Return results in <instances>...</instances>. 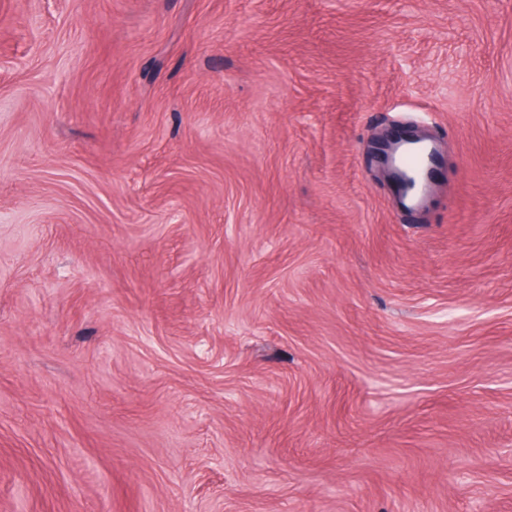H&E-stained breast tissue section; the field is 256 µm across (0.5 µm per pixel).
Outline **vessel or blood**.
Returning <instances> with one entry per match:
<instances>
[{"label":"vessel or blood","instance_id":"b4317fda","mask_svg":"<svg viewBox=\"0 0 512 512\" xmlns=\"http://www.w3.org/2000/svg\"><path fill=\"white\" fill-rule=\"evenodd\" d=\"M373 155L393 176L402 208L411 212L425 207L443 166L434 141L403 129L393 138L376 143Z\"/></svg>","mask_w":512,"mask_h":512}]
</instances>
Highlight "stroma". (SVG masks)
<instances>
[{"instance_id": "1", "label": "stroma", "mask_w": 512, "mask_h": 512, "mask_svg": "<svg viewBox=\"0 0 512 512\" xmlns=\"http://www.w3.org/2000/svg\"><path fill=\"white\" fill-rule=\"evenodd\" d=\"M0 512H512V0H0ZM373 155L393 176L402 208L411 212L425 207L443 166V157L434 141L401 129L394 138L376 143ZM402 176L411 177L415 186L409 188Z\"/></svg>"}]
</instances>
